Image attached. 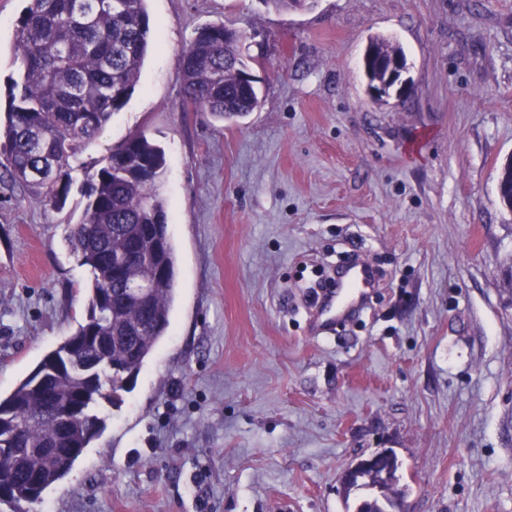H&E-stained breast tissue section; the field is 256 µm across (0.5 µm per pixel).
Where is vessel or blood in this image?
Returning <instances> with one entry per match:
<instances>
[{
	"label": "vessel or blood",
	"mask_w": 512,
	"mask_h": 512,
	"mask_svg": "<svg viewBox=\"0 0 512 512\" xmlns=\"http://www.w3.org/2000/svg\"><path fill=\"white\" fill-rule=\"evenodd\" d=\"M377 288L373 270L360 259H351L337 275L335 288L324 293L313 310L316 332H328L349 322L370 302Z\"/></svg>",
	"instance_id": "vessel-or-blood-1"
}]
</instances>
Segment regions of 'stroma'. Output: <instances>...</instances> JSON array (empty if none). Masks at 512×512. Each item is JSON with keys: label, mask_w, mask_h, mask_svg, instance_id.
I'll return each mask as SVG.
<instances>
[{"label": "stroma", "mask_w": 512, "mask_h": 512, "mask_svg": "<svg viewBox=\"0 0 512 512\" xmlns=\"http://www.w3.org/2000/svg\"><path fill=\"white\" fill-rule=\"evenodd\" d=\"M27 0H0V109ZM138 86L82 148L159 144L177 253L166 336L36 512H353L341 471L392 449L407 512H512V0H147ZM246 33L261 105L182 106L195 30ZM411 91L371 100L372 37ZM0 166V394L87 314L67 225ZM386 282L345 330L307 333L310 286L349 249Z\"/></svg>", "instance_id": "35a3bbf8"}]
</instances>
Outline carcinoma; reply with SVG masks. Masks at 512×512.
Returning <instances> with one entry per match:
<instances>
[{
	"mask_svg": "<svg viewBox=\"0 0 512 512\" xmlns=\"http://www.w3.org/2000/svg\"><path fill=\"white\" fill-rule=\"evenodd\" d=\"M277 11L313 0H261ZM245 35L224 34V24L198 27L180 56L184 104L224 121L243 117L260 104L259 90L245 96L240 76L247 66L240 46ZM151 48L146 0H28L15 29L18 75L10 79L8 107L0 119V155L11 178L32 188L42 207L64 203L75 174L84 171L86 206L69 225L67 240L90 274L87 317L7 395H0V503L31 512L44 491L66 475L104 427L98 407L101 377L112 392L126 390L127 373L139 372L166 336L176 300L177 257L163 200L156 193L166 166L164 150L145 135L113 146L93 172L79 162V148L96 139L112 114L134 93ZM362 65L367 86L384 98L397 87L381 61L405 56L388 39L370 40ZM142 259L121 272L115 260L133 246ZM151 291V303L126 302L130 284ZM143 330L106 352L97 336H125L123 324Z\"/></svg>",
	"mask_w": 512,
	"mask_h": 512,
	"instance_id": "obj_1",
	"label": "carcinoma"
}]
</instances>
